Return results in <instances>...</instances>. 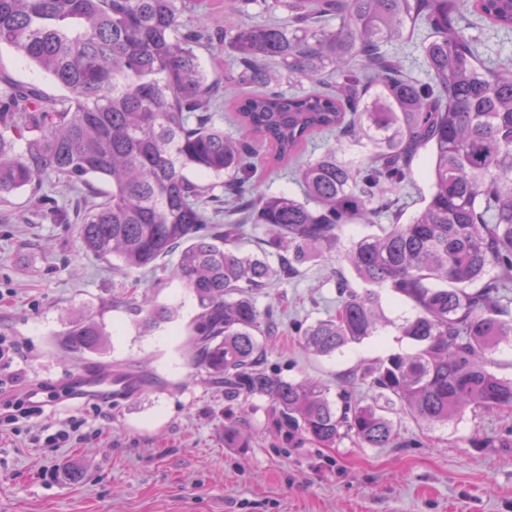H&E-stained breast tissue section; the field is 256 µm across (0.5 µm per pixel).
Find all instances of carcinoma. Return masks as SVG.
I'll list each match as a JSON object with an SVG mask.
<instances>
[{
  "label": "carcinoma",
  "mask_w": 512,
  "mask_h": 512,
  "mask_svg": "<svg viewBox=\"0 0 512 512\" xmlns=\"http://www.w3.org/2000/svg\"><path fill=\"white\" fill-rule=\"evenodd\" d=\"M200 8L199 0H0V48L68 91L49 97L0 75V202L24 188L46 199L48 177L80 185L84 251L128 271L179 252L172 278L201 308L194 359L240 415L267 399L287 445L331 448L350 437L394 448L388 412L431 426L512 409V378L487 368L512 345V66L482 62L471 33L473 15L511 30L512 0H224L222 28ZM421 27L426 81L385 50ZM204 45L227 47L233 70H206ZM226 104L235 138L217 122ZM321 133L336 143L302 160ZM422 150L431 185L423 206L350 240L344 260L363 288L339 281L336 314L302 333L309 352L335 356L380 335L385 298L409 304L396 329L414 349L350 374L369 382L376 404L356 403L347 389L333 401L315 379L263 368L257 335L273 334L277 317L259 311L254 293L335 248L346 225L373 224L395 207ZM291 161L303 199L245 192L258 171ZM92 178L111 191L100 195ZM250 224L266 227L277 265L235 246ZM139 310L145 328L172 320L148 296ZM106 342L90 318L64 333L70 353Z\"/></svg>",
  "instance_id": "cac0c4a2"
}]
</instances>
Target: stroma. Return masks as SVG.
<instances>
[{"label": "stroma", "mask_w": 512, "mask_h": 512, "mask_svg": "<svg viewBox=\"0 0 512 512\" xmlns=\"http://www.w3.org/2000/svg\"><path fill=\"white\" fill-rule=\"evenodd\" d=\"M0 71L59 96L53 80L0 49ZM348 244L302 265L288 283L257 294L281 325L264 361L283 377L314 378L336 395L340 379L393 353L411 351L394 327L380 340L342 354L308 353L297 334L335 314L336 279L350 276ZM176 255L155 270L126 272L80 250L76 227L43 219L28 192L0 205V334L18 344L8 391L54 385L83 367L139 370L134 394L112 402L65 401L45 407L19 430L0 427V512H512V411L468 415L434 426L395 415L399 447L283 443L267 400L246 418L231 416L224 387L193 360L195 297L170 278ZM174 311L147 330L142 294ZM93 317L108 335L103 352L69 354L61 346L71 321ZM79 435L59 448L43 439L63 422ZM241 441H224L225 427ZM78 471L70 480V471Z\"/></svg>", "instance_id": "stroma-1"}]
</instances>
